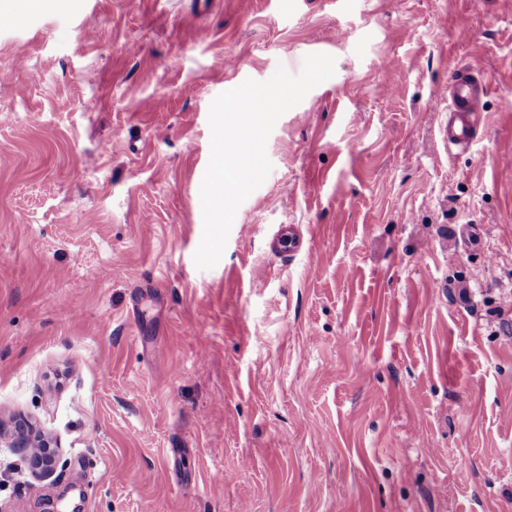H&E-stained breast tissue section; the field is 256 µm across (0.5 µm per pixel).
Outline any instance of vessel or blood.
<instances>
[{
	"instance_id": "vessel-or-blood-1",
	"label": "vessel or blood",
	"mask_w": 512,
	"mask_h": 512,
	"mask_svg": "<svg viewBox=\"0 0 512 512\" xmlns=\"http://www.w3.org/2000/svg\"><path fill=\"white\" fill-rule=\"evenodd\" d=\"M486 84L477 72L469 69L453 73L449 85L448 121L442 138L449 150L468 148L483 124V98Z\"/></svg>"
}]
</instances>
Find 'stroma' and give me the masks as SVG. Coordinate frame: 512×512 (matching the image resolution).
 <instances>
[{"mask_svg":"<svg viewBox=\"0 0 512 512\" xmlns=\"http://www.w3.org/2000/svg\"><path fill=\"white\" fill-rule=\"evenodd\" d=\"M0 512H512V0H0ZM198 269L210 106L307 55ZM485 122L449 152V80ZM303 239L274 253L278 227ZM52 442L44 435L34 432L25 422L17 423L8 436V448H52Z\"/></svg>","mask_w":512,"mask_h":512,"instance_id":"35a3bbf8","label":"stroma"}]
</instances>
